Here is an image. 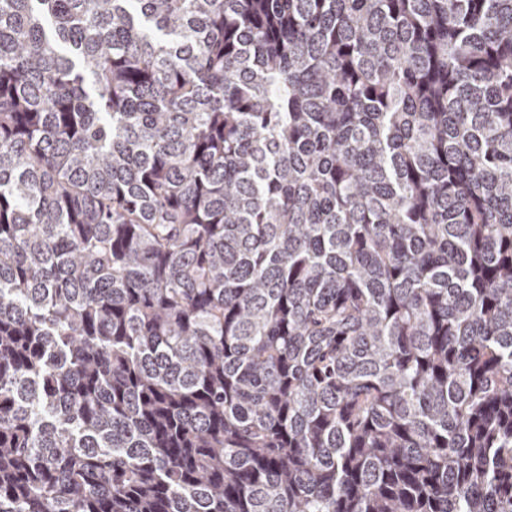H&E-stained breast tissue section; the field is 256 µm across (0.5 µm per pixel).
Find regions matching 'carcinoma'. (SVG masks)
<instances>
[{
  "instance_id": "obj_1",
  "label": "carcinoma",
  "mask_w": 512,
  "mask_h": 512,
  "mask_svg": "<svg viewBox=\"0 0 512 512\" xmlns=\"http://www.w3.org/2000/svg\"><path fill=\"white\" fill-rule=\"evenodd\" d=\"M0 512H512V0H0Z\"/></svg>"
}]
</instances>
